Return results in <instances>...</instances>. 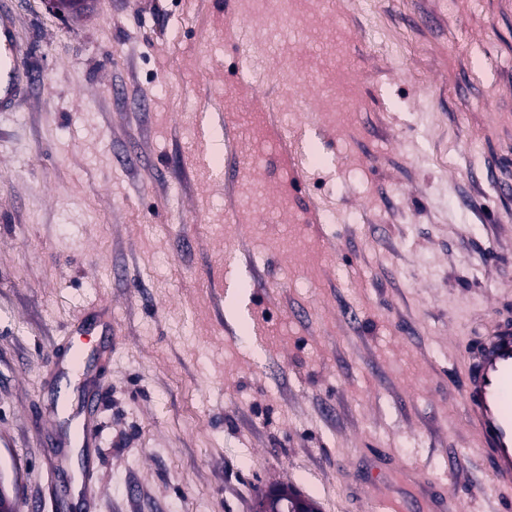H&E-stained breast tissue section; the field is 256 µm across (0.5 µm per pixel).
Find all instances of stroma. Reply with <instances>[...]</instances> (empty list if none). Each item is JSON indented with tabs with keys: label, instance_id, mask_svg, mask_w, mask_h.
Instances as JSON below:
<instances>
[{
	"label": "stroma",
	"instance_id": "stroma-1",
	"mask_svg": "<svg viewBox=\"0 0 512 512\" xmlns=\"http://www.w3.org/2000/svg\"><path fill=\"white\" fill-rule=\"evenodd\" d=\"M33 76L0 112V471L21 512H253L291 485L322 512H491L459 355L512 308V0H340L348 123L309 85L295 20L237 0L251 64L318 158L306 198L233 223L241 159L210 134L253 100L221 0H0ZM135 150L139 163L118 155ZM254 329L225 312L236 282ZM112 315L93 447L53 424L86 386L52 355ZM92 481H85L86 472Z\"/></svg>",
	"mask_w": 512,
	"mask_h": 512
}]
</instances>
